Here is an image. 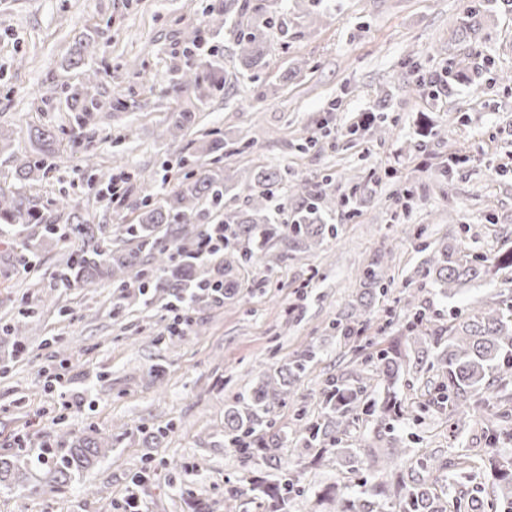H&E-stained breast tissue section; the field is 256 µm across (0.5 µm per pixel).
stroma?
Masks as SVG:
<instances>
[{
  "label": "stroma",
  "mask_w": 512,
  "mask_h": 512,
  "mask_svg": "<svg viewBox=\"0 0 512 512\" xmlns=\"http://www.w3.org/2000/svg\"><path fill=\"white\" fill-rule=\"evenodd\" d=\"M267 26L266 65L241 77L231 95L174 87L175 66L189 62L186 34L198 27L203 0H0V185L13 183L14 156L31 152L34 128L51 129L57 158L24 188L43 222L31 227V250L0 237V456L36 458L46 441L92 434L109 438L100 462L65 485L22 481L0 485V512H123L132 475L152 463L139 488L143 512H262L251 494L227 497V482L247 469L268 472L267 461L243 465L224 448V408L266 372L315 347L316 359L293 397L275 410L284 436L275 450L297 466L302 492L291 512H332L324 490L384 482L385 474L348 471L335 454L310 462L293 433L296 408L324 422L320 393L327 378L356 369L354 340L329 324L364 289L359 268L382 260L393 282L374 305L377 317L424 311L429 329L449 316H470L512 305V268L453 298L414 279L422 243L454 237L475 260L512 251V0H251ZM484 14L480 31L459 42L458 18ZM89 36L98 73L94 88L111 115L76 123L65 95L84 79L65 62L70 45ZM200 104L203 128L223 133V163L238 184L225 206L241 205L260 166L287 169L289 179L329 181L349 204L327 223L338 235L317 249L290 256L274 269L240 271L234 298L191 307L200 332L169 337L167 310L117 307L112 288H60L55 274L78 241L65 235L67 200L94 224H129L144 196L173 189L180 171L161 162L185 140L160 137L170 112ZM384 109L381 132L352 133L362 113ZM94 153L96 180L83 158ZM466 163L441 179L448 157ZM127 173L122 200L109 178ZM409 190L410 204L398 201ZM57 228L42 243L43 224ZM35 310L20 339L7 328ZM68 362L71 383L49 387L45 367ZM402 416L394 435L414 442L406 466L419 457L440 467L451 495L491 490L479 451L485 419L496 400L477 396L473 430L454 433L448 414L429 406L424 379L400 382ZM169 426L162 442L145 430ZM469 455L458 466L461 455Z\"/></svg>",
  "instance_id": "1"
}]
</instances>
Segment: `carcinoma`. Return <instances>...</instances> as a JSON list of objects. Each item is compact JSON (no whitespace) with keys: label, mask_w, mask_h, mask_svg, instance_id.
Here are the masks:
<instances>
[{"label":"carcinoma","mask_w":512,"mask_h":512,"mask_svg":"<svg viewBox=\"0 0 512 512\" xmlns=\"http://www.w3.org/2000/svg\"><path fill=\"white\" fill-rule=\"evenodd\" d=\"M235 8L242 13L247 11L249 0H224V11L211 14L210 24L222 22L221 15L227 16ZM480 22V12H470L456 30L459 39L464 41L476 33ZM237 46V74L260 66L267 54L260 25L255 23L249 30L240 31ZM93 54V42L78 39L68 50V65L84 68L86 59ZM175 82L180 89L199 87L196 68L189 65L177 70ZM66 102L72 112L107 110L106 103L83 85L70 88ZM195 118L196 113L188 110L169 113L160 137L176 141L195 123ZM34 137L40 151L33 157L28 154L14 157L16 189L6 192L0 187V224L8 226L15 241H26L29 225L42 220L22 193V187L46 171L48 161L56 157L55 150L50 148L55 141L52 130L37 128ZM225 147L220 133H200L195 151L180 159L183 164L192 163V169L161 199L154 201L145 196L134 224L112 228L107 224H91L80 213L70 212L69 219L81 245L58 271L57 287L92 286L108 279L122 303L143 300L158 292L170 296L188 292L195 302L214 301L213 293L202 292L200 288L218 281L223 284L224 294L229 295L239 287L229 258L237 259L242 267L259 259L272 269L288 259L289 254L316 249L328 236L337 235L335 225L325 223V212L336 205V198L324 184L289 186L298 206L292 220L275 223L270 202L288 179V173L271 167L253 173L243 205L224 211V195L235 186L236 174L230 168L216 166L219 158L210 163L206 157ZM218 218L229 238L224 247L226 258H196L207 231L205 225ZM273 223L277 227H271ZM110 240L118 247L107 245ZM421 251L426 253V258L417 276L437 285L446 297H455L472 284L492 278L503 264L512 265V252L494 262H476L456 242L448 240L434 248L425 244ZM360 279L369 285L368 301L341 312L331 323L332 330L348 338L362 335L371 326L372 303L391 284L379 261L361 269ZM424 320L425 315L417 310L399 329L406 346L414 352L412 356L395 344L380 348L372 340L355 347L357 352L373 348L362 361L367 369L359 374L355 385L339 376L326 380L321 391L326 410L324 423L308 422L302 410L296 414L295 434L308 455L318 457L332 449L353 470L365 464L376 472H386L388 480L378 486L359 492L336 486L326 492L336 502V512H380L381 497L390 500L395 512H448V498L438 493L439 478L433 470H427L425 476L413 477L402 468L406 453L403 441L385 432L378 434V441L391 448L382 455L372 448L363 455L357 448L340 447L341 434L355 420L362 402H369L370 410L380 420H390L401 412V401L395 390L400 376L409 369L415 375L432 372L434 376L429 380L432 401L440 409H449L450 427L462 432L474 419L466 404L468 394L489 388L487 376L492 373L501 382L512 378V308L485 309L461 322L453 318L448 321V327L433 332L424 329ZM315 358L314 349H305L287 365L267 374L246 396L226 407L224 447L243 462L258 457L273 461V446L278 437L274 411L285 396L295 392L298 381ZM497 443L498 438L493 434L484 449L494 468L492 494L500 512H512V466L498 463ZM110 447L112 442L104 437H74L70 448L56 454L54 467L46 471V477L64 483L105 456ZM24 466L25 461L18 455L0 457V482L12 478L14 471ZM273 469L276 473L263 477L246 472L239 485L229 490L230 496L251 492L261 499L264 512H288L291 500L300 493L299 473L278 464Z\"/></svg>","instance_id":"obj_1"}]
</instances>
